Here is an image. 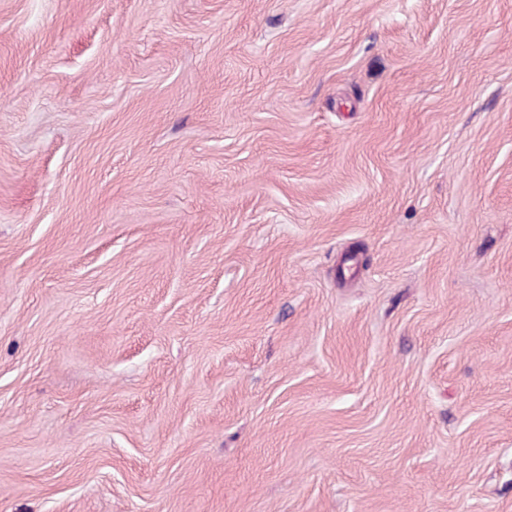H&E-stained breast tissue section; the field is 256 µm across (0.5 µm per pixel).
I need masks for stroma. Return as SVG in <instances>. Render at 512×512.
Returning <instances> with one entry per match:
<instances>
[{
    "label": "stroma",
    "mask_w": 512,
    "mask_h": 512,
    "mask_svg": "<svg viewBox=\"0 0 512 512\" xmlns=\"http://www.w3.org/2000/svg\"><path fill=\"white\" fill-rule=\"evenodd\" d=\"M0 512H512V0H0Z\"/></svg>",
    "instance_id": "stroma-1"
}]
</instances>
